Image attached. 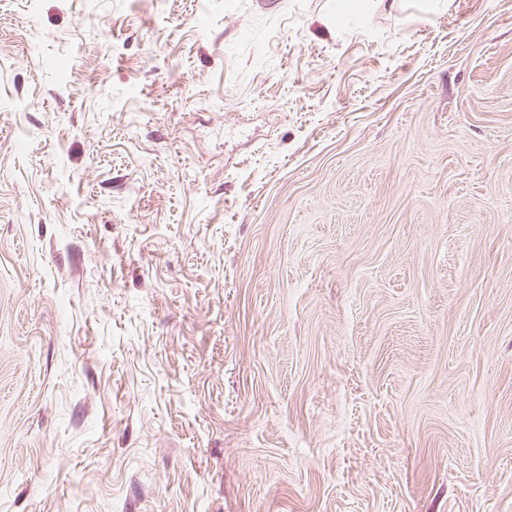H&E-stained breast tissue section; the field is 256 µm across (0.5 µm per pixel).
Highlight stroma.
Listing matches in <instances>:
<instances>
[{
	"instance_id": "stroma-1",
	"label": "stroma",
	"mask_w": 512,
	"mask_h": 512,
	"mask_svg": "<svg viewBox=\"0 0 512 512\" xmlns=\"http://www.w3.org/2000/svg\"><path fill=\"white\" fill-rule=\"evenodd\" d=\"M0 512H512V0H0Z\"/></svg>"
}]
</instances>
